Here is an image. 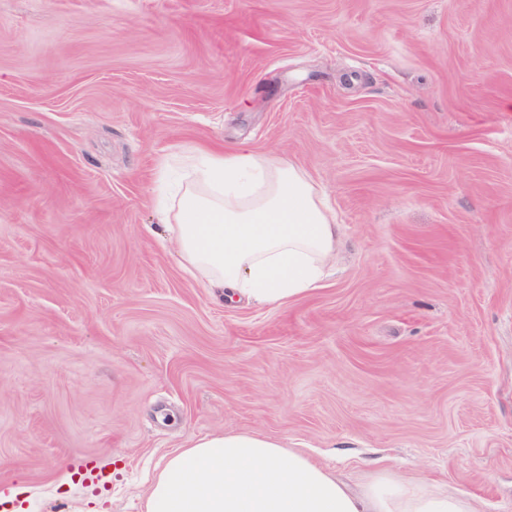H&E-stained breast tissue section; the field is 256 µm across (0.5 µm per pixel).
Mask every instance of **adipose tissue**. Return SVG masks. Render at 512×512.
Instances as JSON below:
<instances>
[{
    "label": "adipose tissue",
    "mask_w": 512,
    "mask_h": 512,
    "mask_svg": "<svg viewBox=\"0 0 512 512\" xmlns=\"http://www.w3.org/2000/svg\"><path fill=\"white\" fill-rule=\"evenodd\" d=\"M173 206L181 255L203 283L259 305L318 288L342 242L308 174L240 147L197 151ZM146 512H474L470 500L390 470L351 491L303 452L258 432L208 434L168 458Z\"/></svg>",
    "instance_id": "1"
}]
</instances>
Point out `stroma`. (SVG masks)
Segmentation results:
<instances>
[{
	"mask_svg": "<svg viewBox=\"0 0 512 512\" xmlns=\"http://www.w3.org/2000/svg\"><path fill=\"white\" fill-rule=\"evenodd\" d=\"M204 146L324 192L321 288L186 270ZM223 431L512 512V0H0V512H145Z\"/></svg>",
	"mask_w": 512,
	"mask_h": 512,
	"instance_id": "1",
	"label": "stroma"
}]
</instances>
